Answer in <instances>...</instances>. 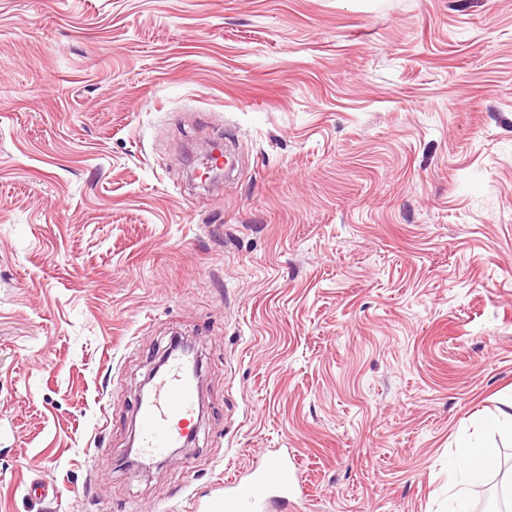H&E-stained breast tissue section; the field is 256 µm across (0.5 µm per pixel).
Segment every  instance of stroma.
<instances>
[{"mask_svg":"<svg viewBox=\"0 0 512 512\" xmlns=\"http://www.w3.org/2000/svg\"><path fill=\"white\" fill-rule=\"evenodd\" d=\"M175 336L195 442L123 466ZM511 405L512 0H0V512H194L272 448L300 512H448ZM224 157L225 167L228 166V157L223 152L207 151L206 152V167L205 171H195L194 175L202 180H216L222 178L224 175ZM463 462L453 463L448 468V501L453 509L448 512H470L466 498L467 485H475L479 475L493 469L497 464L493 448L468 446Z\"/></svg>","mask_w":512,"mask_h":512,"instance_id":"35a3bbf8","label":"stroma"}]
</instances>
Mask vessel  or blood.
<instances>
[{"label": "vessel or blood", "instance_id": "vessel-or-blood-1", "mask_svg": "<svg viewBox=\"0 0 512 512\" xmlns=\"http://www.w3.org/2000/svg\"><path fill=\"white\" fill-rule=\"evenodd\" d=\"M196 396L194 378L178 357H169L155 374L148 398L136 405L137 446L143 454L158 457L180 447L194 420ZM293 460L285 450L228 476L197 502L198 512H283L296 491Z\"/></svg>", "mask_w": 512, "mask_h": 512}]
</instances>
